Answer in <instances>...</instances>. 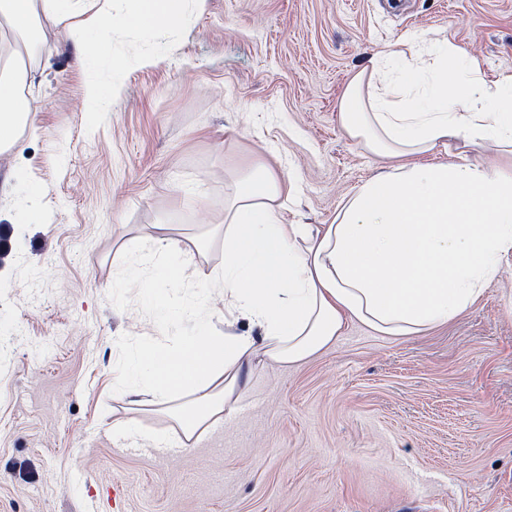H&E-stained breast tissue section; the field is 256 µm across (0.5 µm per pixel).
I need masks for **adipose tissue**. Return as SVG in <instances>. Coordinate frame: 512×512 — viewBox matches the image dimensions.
Listing matches in <instances>:
<instances>
[{
    "mask_svg": "<svg viewBox=\"0 0 512 512\" xmlns=\"http://www.w3.org/2000/svg\"><path fill=\"white\" fill-rule=\"evenodd\" d=\"M81 0H0V153L15 149L33 112L18 84L27 73L18 50L39 15L60 27L79 64L119 71L111 31L119 25L180 26L200 0H110L76 21ZM428 67L408 64L393 77L377 66L357 72L339 106L347 135L383 162L354 190L330 224H283L277 214L289 191L282 174L264 167L225 172L224 262L205 295L183 312L205 320L207 299L224 301V321L248 320L259 335L206 332L180 344L145 342L129 356L123 395L133 408L162 405L190 443L232 411L244 391V368L303 361L341 336L348 322L395 338L447 324L498 276L512 252V77L479 83L472 68L452 69L447 40H428ZM492 148L478 163H422L450 147ZM182 238L158 225L116 288L136 280L150 308L171 309L157 281L193 277L178 257Z\"/></svg>",
    "mask_w": 512,
    "mask_h": 512,
    "instance_id": "ef3b65f1",
    "label": "adipose tissue"
}]
</instances>
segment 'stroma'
I'll list each match as a JSON object with an SVG mask.
<instances>
[{
    "mask_svg": "<svg viewBox=\"0 0 512 512\" xmlns=\"http://www.w3.org/2000/svg\"><path fill=\"white\" fill-rule=\"evenodd\" d=\"M443 34L479 75L512 76V0H203L180 27L114 30L112 103L85 118L88 68L41 19L36 114L0 155L43 188L40 224L0 192V512H512V253L467 311L418 336L350 322L290 365L245 376L237 410L193 444L166 415L160 455L114 432V384L163 321L125 248L167 224L209 271L224 261V169L289 178L287 224H329L378 173L341 128L351 77L401 41Z\"/></svg>",
    "mask_w": 512,
    "mask_h": 512,
    "instance_id": "1",
    "label": "stroma"
}]
</instances>
